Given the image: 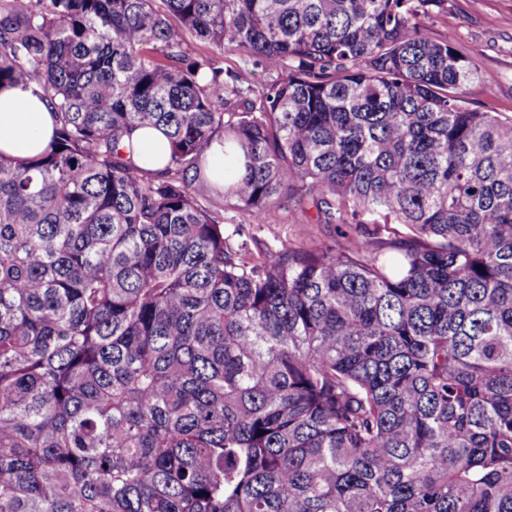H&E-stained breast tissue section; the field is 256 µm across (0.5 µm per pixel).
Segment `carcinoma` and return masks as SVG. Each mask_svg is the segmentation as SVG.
I'll list each match as a JSON object with an SVG mask.
<instances>
[{
    "label": "carcinoma",
    "instance_id": "1",
    "mask_svg": "<svg viewBox=\"0 0 512 512\" xmlns=\"http://www.w3.org/2000/svg\"><path fill=\"white\" fill-rule=\"evenodd\" d=\"M447 11L0 0V85L57 120L0 155V512H512V119ZM191 40L277 78L240 111ZM283 199L342 245L255 256ZM133 151L128 154L132 163L144 170L164 167L167 139L162 130L152 127L139 128L132 135ZM224 144L214 143L206 152L203 173L218 191L224 192Z\"/></svg>",
    "mask_w": 512,
    "mask_h": 512
}]
</instances>
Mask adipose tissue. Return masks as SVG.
Returning <instances> with one entry per match:
<instances>
[{
    "instance_id": "adipose-tissue-1",
    "label": "adipose tissue",
    "mask_w": 512,
    "mask_h": 512,
    "mask_svg": "<svg viewBox=\"0 0 512 512\" xmlns=\"http://www.w3.org/2000/svg\"><path fill=\"white\" fill-rule=\"evenodd\" d=\"M56 117L48 100L33 85L0 87V154L24 161L42 153L50 143ZM130 159L145 170L162 169L166 161L167 139L162 130L137 129L132 135Z\"/></svg>"
}]
</instances>
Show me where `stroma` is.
<instances>
[{
	"label": "stroma",
	"mask_w": 512,
	"mask_h": 512,
	"mask_svg": "<svg viewBox=\"0 0 512 512\" xmlns=\"http://www.w3.org/2000/svg\"><path fill=\"white\" fill-rule=\"evenodd\" d=\"M425 23L440 33L453 32L458 51L477 70L464 91L465 107L511 117L512 0H448L447 13L430 16ZM245 234L256 250L330 239L328 228L285 202L269 210L266 223L248 225Z\"/></svg>",
	"instance_id": "obj_1"
}]
</instances>
